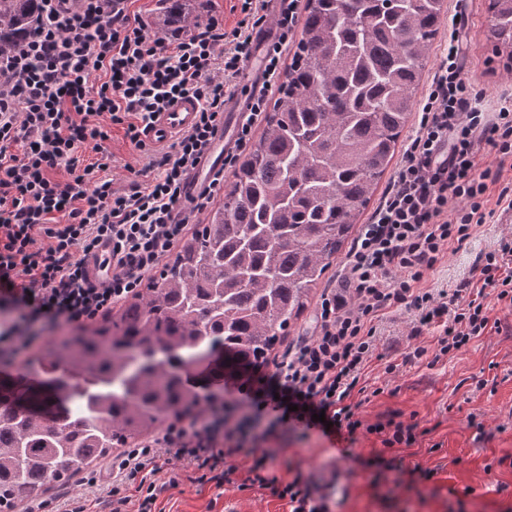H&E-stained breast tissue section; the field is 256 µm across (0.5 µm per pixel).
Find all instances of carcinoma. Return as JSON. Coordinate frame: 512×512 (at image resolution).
Listing matches in <instances>:
<instances>
[{"label":"carcinoma","instance_id":"carcinoma-1","mask_svg":"<svg viewBox=\"0 0 512 512\" xmlns=\"http://www.w3.org/2000/svg\"><path fill=\"white\" fill-rule=\"evenodd\" d=\"M445 0H307L287 82L224 202L148 293L0 379V504L42 498L269 362L392 166ZM39 0H0V57ZM512 60V0H490Z\"/></svg>","mask_w":512,"mask_h":512}]
</instances>
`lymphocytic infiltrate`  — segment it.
<instances>
[{
	"label": "lymphocytic infiltrate",
	"instance_id": "1",
	"mask_svg": "<svg viewBox=\"0 0 512 512\" xmlns=\"http://www.w3.org/2000/svg\"><path fill=\"white\" fill-rule=\"evenodd\" d=\"M237 2L242 18L232 30L212 17L170 44L130 13L129 0H41L33 34L0 59V357L15 360L58 327L83 325L137 294L223 188L217 178L209 195H181L240 85L252 30L267 18V0ZM298 3L288 0L275 18L279 41L265 57L273 85ZM462 44L452 32L391 188L348 254L339 289L323 295L312 334L274 372L255 371L226 404L205 403L113 459L111 512H127L131 487L137 512H156L161 455L191 468L196 482L220 486L243 453L255 456L250 484L287 500L290 512H332L325 485L299 473L278 481L259 450L293 428L332 439L363 427L351 396L376 349L380 313L395 305L413 313L416 336L436 329L441 357L484 334L486 291L512 310V239L479 256L478 280L450 294L420 287L449 245L464 244L491 216L489 174L476 162L482 145L496 150L499 168H512V102L491 114L474 107ZM186 95L200 104L196 125L167 147L151 145L156 114ZM115 126L150 155V183L114 190L107 163L77 155L81 145L102 151ZM104 239L112 242V281L99 288L83 257ZM367 429L386 450L375 459L385 470L401 467L396 449L418 436L415 424L393 418Z\"/></svg>",
	"mask_w": 512,
	"mask_h": 512
}]
</instances>
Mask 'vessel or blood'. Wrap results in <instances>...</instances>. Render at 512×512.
Here are the masks:
<instances>
[{"label":"vessel or blood","mask_w":512,"mask_h":512,"mask_svg":"<svg viewBox=\"0 0 512 512\" xmlns=\"http://www.w3.org/2000/svg\"><path fill=\"white\" fill-rule=\"evenodd\" d=\"M279 30L275 24L267 23L252 33L251 56L246 64L247 88L224 102V119L219 124L210 145L200 156L196 167L190 172L184 192L197 197L207 193L212 179L224 171V158L236 148L235 130L242 113L247 112L251 90H258L266 82L264 58L268 48L277 41ZM198 101L192 96H183L172 101L163 112L156 115L149 138L162 144L174 135L187 131L196 120ZM85 267L90 281L103 287L112 278V244L101 241L94 253L86 256Z\"/></svg>","instance_id":"vessel-or-blood-1"}]
</instances>
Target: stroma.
Returning <instances> with one entry per match:
<instances>
[{"label": "stroma", "mask_w": 512, "mask_h": 512, "mask_svg": "<svg viewBox=\"0 0 512 512\" xmlns=\"http://www.w3.org/2000/svg\"><path fill=\"white\" fill-rule=\"evenodd\" d=\"M489 0H471L464 16L456 14V0H445L439 33L429 53L426 74H433L443 45L453 30H463V78L475 106L497 111L512 96V63L498 54L488 36L492 15ZM110 156L108 175L115 188H124L131 171L141 183L152 179L145 167L148 158L134 149L122 128H113L106 143ZM512 235V215L496 213L493 223L473 227L460 249L446 251L422 285L432 291H453L462 279L473 276L478 256L497 241ZM330 266L315 288L304 312L289 323L275 344L281 356L293 340L309 332L321 296L336 276ZM485 303L491 323L483 336L462 349L433 359L434 331L411 333L412 314L396 307L386 309L375 321L377 348L363 378L372 397L358 416L364 426L338 457L330 441L319 433L295 434L268 449L272 475L286 481L295 472L325 481L336 478L348 491L337 498L335 512H512V312L488 294ZM426 348L422 358H412L415 348ZM398 417L420 430L413 447L401 449L404 463L420 467V474L394 483L392 474L373 463L383 446L366 425ZM252 464L250 457L235 461L236 472L223 488L190 482L181 463L172 462L159 473L160 481L177 476V486L158 498L159 512H289L287 501L270 490L243 487ZM107 463L96 467V486L81 477L55 485L49 503L67 507L83 505L86 512H110L112 480Z\"/></svg>", "instance_id": "35a3bbf8"}]
</instances>
